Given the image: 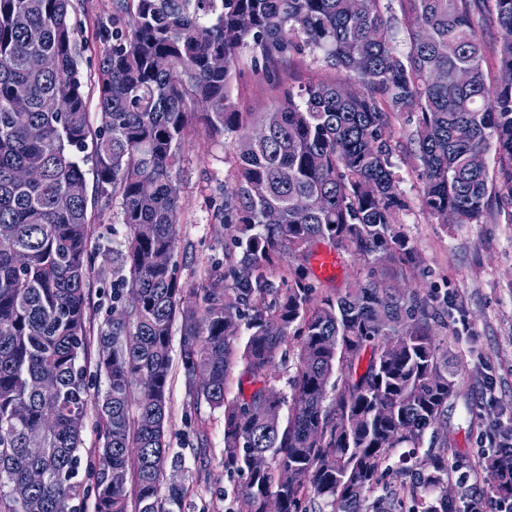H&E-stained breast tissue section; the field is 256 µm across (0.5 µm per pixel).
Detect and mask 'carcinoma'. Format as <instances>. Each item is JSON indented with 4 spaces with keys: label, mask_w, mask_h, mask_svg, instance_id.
Returning a JSON list of instances; mask_svg holds the SVG:
<instances>
[{
    "label": "carcinoma",
    "mask_w": 512,
    "mask_h": 512,
    "mask_svg": "<svg viewBox=\"0 0 512 512\" xmlns=\"http://www.w3.org/2000/svg\"><path fill=\"white\" fill-rule=\"evenodd\" d=\"M399 2L397 17L384 0H112L93 132L71 0H0V512H77L91 412L94 512L180 507L177 487L162 494L176 323L186 391L224 409V464L246 475L235 512H264L270 495L282 512L321 501L331 512H463L481 499L464 485L448 497L452 444L436 432L457 395L456 366L436 342L435 310L396 285L413 247L396 228L409 203L389 127L396 115L414 124L421 202L437 223L451 211L458 224H512V0ZM488 18L492 43L479 34ZM246 45L267 78L308 50L346 80L310 81L268 112H240L230 87ZM35 56L55 66L36 68ZM218 56L222 69L211 65ZM197 118L209 137L235 134L247 148L213 212L234 225L240 253L187 289L173 173ZM116 203L128 236L97 330L105 389L93 394L87 305L106 277L88 213ZM321 243L357 255L368 277L318 294L310 261ZM285 260L280 280L268 276ZM115 308L124 319H112ZM291 356L286 399L270 382L276 358ZM237 363L253 390L229 400ZM426 441L425 455H399L414 475L407 506L386 481L399 475L388 461ZM486 463L491 497L511 499L500 474L512 471V446ZM293 467L307 484L288 483Z\"/></svg>",
    "instance_id": "carcinoma-1"
}]
</instances>
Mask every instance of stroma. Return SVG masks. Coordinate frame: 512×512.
Here are the masks:
<instances>
[{"instance_id":"obj_1","label":"stroma","mask_w":512,"mask_h":512,"mask_svg":"<svg viewBox=\"0 0 512 512\" xmlns=\"http://www.w3.org/2000/svg\"><path fill=\"white\" fill-rule=\"evenodd\" d=\"M75 36L82 46L80 71L88 95L91 126H98L97 63L105 44L101 26L112 19V0H73L70 10ZM251 48L241 51L232 95L240 111L270 110L282 87L299 86L333 77L322 54L288 55L277 66L278 81H269L252 67ZM405 118L393 119L391 134L400 148L393 161L400 189L409 202L399 229L414 247L407 287L416 289L436 309L446 311L447 326L438 332L442 349L457 356L460 398L448 410L447 430L455 451L448 457L450 484L467 480L489 490L494 478L478 452V436L494 429H512V224L483 217L473 224H438L423 211L422 182L413 161ZM236 149L231 140H212L197 126L185 143L184 161L177 174L181 187L178 226L180 282L197 288L211 264L223 261L233 243L234 229L215 223L212 213L224 186L233 180ZM127 228L119 208L96 215L93 241L105 246L99 256L111 265L112 251L123 250ZM168 440L182 455L183 469H167L166 480L183 487V512H234L245 478L224 465V412L193 405L183 377L170 392ZM208 437L206 458H199L195 431Z\"/></svg>"}]
</instances>
